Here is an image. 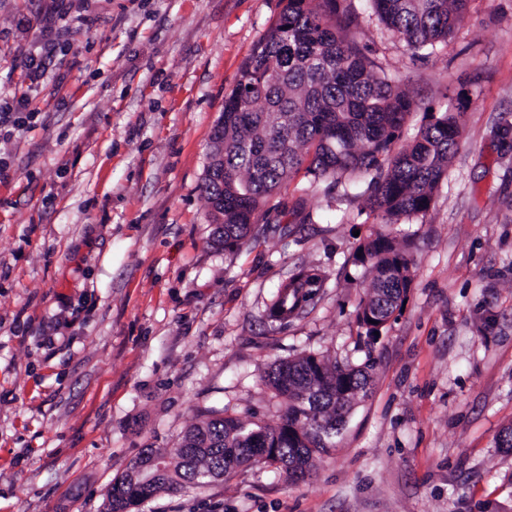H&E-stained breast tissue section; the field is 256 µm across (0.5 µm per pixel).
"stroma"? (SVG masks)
I'll return each mask as SVG.
<instances>
[{
    "instance_id": "1",
    "label": "stroma",
    "mask_w": 512,
    "mask_h": 512,
    "mask_svg": "<svg viewBox=\"0 0 512 512\" xmlns=\"http://www.w3.org/2000/svg\"><path fill=\"white\" fill-rule=\"evenodd\" d=\"M287 0H0V98L32 119L0 136V512H103L145 448L175 447L209 408L279 422L263 376L303 351L375 361L371 392L308 476L250 467L134 512H512V0H469L447 45L411 56L370 0H347L362 51L462 135L430 208L382 226L363 198L297 175L234 257L211 241V137ZM53 26L38 82L27 61ZM411 238L413 279L377 339L356 306L378 230ZM318 270L299 318L268 317L279 284Z\"/></svg>"
}]
</instances>
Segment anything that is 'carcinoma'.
I'll return each mask as SVG.
<instances>
[{
  "label": "carcinoma",
  "mask_w": 512,
  "mask_h": 512,
  "mask_svg": "<svg viewBox=\"0 0 512 512\" xmlns=\"http://www.w3.org/2000/svg\"><path fill=\"white\" fill-rule=\"evenodd\" d=\"M391 37L413 53L448 42L468 0H371ZM342 0H287L278 22L255 47L232 92L213 140L223 154L206 172L212 241L231 256L256 236L269 199L296 175L339 183L346 173L368 178L363 194L382 223L426 212L445 176L461 127L446 110L426 116L415 140L391 155L406 116L407 89L358 48L347 30ZM374 232L353 250V263L370 264L372 292L360 300L357 322L373 336L407 298L410 247ZM324 287V278L301 270L283 281L269 318L286 325ZM374 362H340L301 352L276 364L265 382L288 400L275 426L215 417L187 430L174 448L144 449L114 478L105 512L130 509L179 486L203 488L243 465L271 467L286 480L307 475L313 456L336 447L327 433L338 411L350 413L367 396Z\"/></svg>",
  "instance_id": "obj_1"
}]
</instances>
